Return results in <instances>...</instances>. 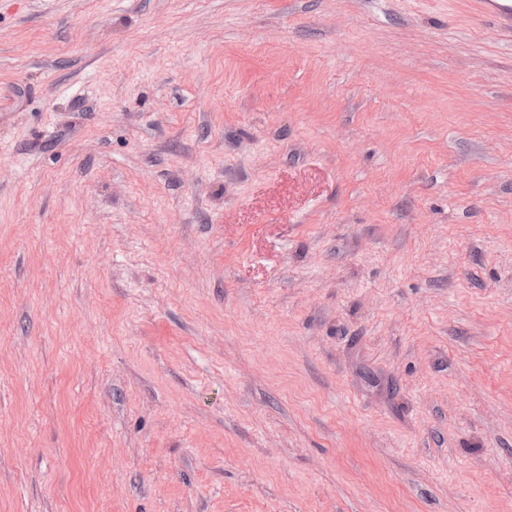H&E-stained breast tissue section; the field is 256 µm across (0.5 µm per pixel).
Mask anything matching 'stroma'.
Masks as SVG:
<instances>
[{
	"instance_id": "stroma-1",
	"label": "stroma",
	"mask_w": 512,
	"mask_h": 512,
	"mask_svg": "<svg viewBox=\"0 0 512 512\" xmlns=\"http://www.w3.org/2000/svg\"><path fill=\"white\" fill-rule=\"evenodd\" d=\"M0 512H512V34L0 0Z\"/></svg>"
}]
</instances>
